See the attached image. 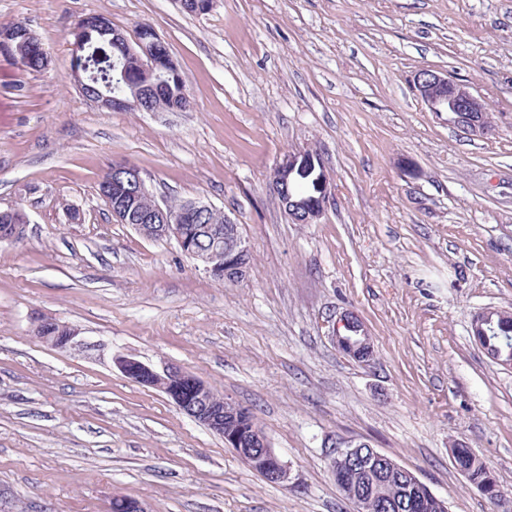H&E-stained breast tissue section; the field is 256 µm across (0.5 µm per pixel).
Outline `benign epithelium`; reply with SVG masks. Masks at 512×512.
<instances>
[{
	"mask_svg": "<svg viewBox=\"0 0 512 512\" xmlns=\"http://www.w3.org/2000/svg\"><path fill=\"white\" fill-rule=\"evenodd\" d=\"M149 35V28H140L136 46L130 47V52L136 55L141 69L159 80L164 66L145 48ZM413 87L417 97L431 112H486L484 103L470 88L446 72L421 69L413 77ZM322 167L317 152L299 150L285 154L269 171V187L278 195L283 211L298 224H311L317 220L332 195L330 179L321 171ZM296 170L304 177H317L315 196L311 197L310 202L311 210L303 217L298 216L292 207L291 195L282 190V184L288 182V174ZM102 182L112 183V189L102 191L100 195L112 216L123 224L126 219L132 218L128 213L129 204L126 199H149L153 195L141 172L127 163L106 172ZM133 229L150 241L175 239L185 255L210 276L222 273L224 279L237 282L250 271L249 247L238 225L229 216L226 217L224 227H208V233L214 240H224L222 253L213 251L203 255L198 252L188 238L187 226L180 223V219L172 214L164 202H154L148 213L138 218ZM348 316L349 313L344 312L326 321L328 338L348 357L366 362L373 352L371 337H366L360 351L354 352L346 347L339 336ZM113 363L128 379L166 392L180 412L222 437L225 445L234 449L266 482L277 485L288 483L291 474L288 463L271 448L250 409L231 399H212L209 387L203 381L176 365H167L159 371L134 357H116ZM175 370L179 371L181 378L190 381L192 392L186 394L179 387L170 389L162 385L163 377Z\"/></svg>",
	"mask_w": 512,
	"mask_h": 512,
	"instance_id": "7a95c632",
	"label": "benign epithelium"
}]
</instances>
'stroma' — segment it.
<instances>
[{
	"label": "stroma",
	"instance_id": "35a3bbf8",
	"mask_svg": "<svg viewBox=\"0 0 512 512\" xmlns=\"http://www.w3.org/2000/svg\"><path fill=\"white\" fill-rule=\"evenodd\" d=\"M89 14L134 37L150 24L187 79V112L115 111L71 82L70 30ZM49 65L0 55V206L30 222L0 242V512H356L336 444L369 443L448 512H512V367L471 335L512 309V0H0ZM448 73L486 103L463 134L412 89ZM316 150L332 198L295 224L267 187L284 154ZM163 199H202L241 227L251 272L218 283L175 240L119 223L99 193L113 161ZM80 212L67 218V207ZM351 311L373 343L328 339ZM85 346L40 342L35 315ZM193 372L251 409L288 462L265 482L222 438L111 360ZM471 448L505 499L483 496L451 450ZM348 316L349 312H344L339 317L336 318V316H334L330 320L326 321L328 338L341 352H343L348 357L353 358L359 362H369L368 359L371 357L373 352V345L370 336H366L365 341L361 344L360 352H354L353 350H350L346 347V345L341 340V336L338 335L340 329L346 323Z\"/></svg>",
	"mask_w": 512,
	"mask_h": 512
}]
</instances>
